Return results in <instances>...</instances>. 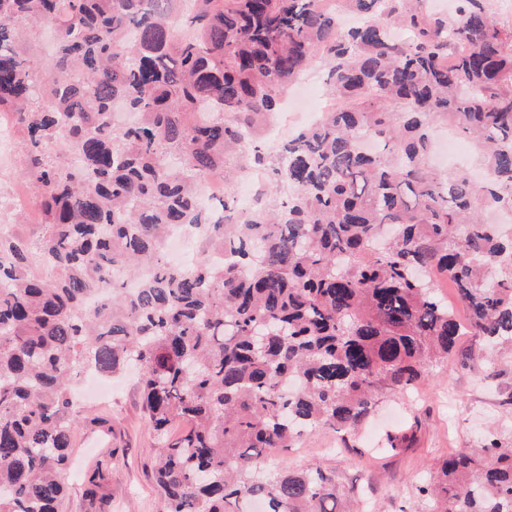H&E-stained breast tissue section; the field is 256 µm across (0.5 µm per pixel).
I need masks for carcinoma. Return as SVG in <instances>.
<instances>
[{
    "label": "carcinoma",
    "mask_w": 512,
    "mask_h": 512,
    "mask_svg": "<svg viewBox=\"0 0 512 512\" xmlns=\"http://www.w3.org/2000/svg\"><path fill=\"white\" fill-rule=\"evenodd\" d=\"M323 2L0 0V112L22 131L54 271L29 273L31 244L0 235V512H60L86 371L139 367L166 512H353L335 472L268 464L359 428L466 328L512 351V227L484 218L512 210V34L489 0L446 17L343 0L363 18L345 30ZM43 29L47 62L31 53ZM318 57L342 107L268 146ZM439 127L483 180L432 164ZM248 173L264 189L241 211ZM209 176L224 199L208 208ZM185 227L202 255L189 268L165 253ZM417 491L429 512H512V444L459 448Z\"/></svg>",
    "instance_id": "carcinoma-1"
}]
</instances>
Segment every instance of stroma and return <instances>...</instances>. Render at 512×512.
<instances>
[{
    "label": "stroma",
    "mask_w": 512,
    "mask_h": 512,
    "mask_svg": "<svg viewBox=\"0 0 512 512\" xmlns=\"http://www.w3.org/2000/svg\"><path fill=\"white\" fill-rule=\"evenodd\" d=\"M21 140L20 132H12L8 155L0 160V220L34 240L42 226ZM485 354L481 337H461L447 363L431 368L414 390L381 396L361 429L344 436L317 431L281 453L278 465L334 471L362 510L405 512L419 506L417 485L453 450L473 447L492 433L512 442V358L488 365ZM109 386L103 395H78L62 512H164L154 479L156 439L136 377L113 378ZM391 434L401 439L393 451L386 448ZM97 468L107 478L92 496L88 477Z\"/></svg>",
    "instance_id": "1"
}]
</instances>
